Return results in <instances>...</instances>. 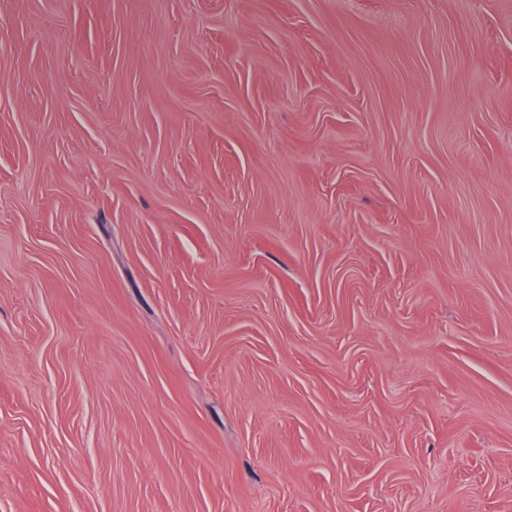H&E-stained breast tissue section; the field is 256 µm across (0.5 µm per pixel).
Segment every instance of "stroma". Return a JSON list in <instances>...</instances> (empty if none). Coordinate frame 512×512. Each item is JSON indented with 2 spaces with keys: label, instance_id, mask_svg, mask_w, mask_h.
Masks as SVG:
<instances>
[{
  "label": "stroma",
  "instance_id": "obj_1",
  "mask_svg": "<svg viewBox=\"0 0 512 512\" xmlns=\"http://www.w3.org/2000/svg\"><path fill=\"white\" fill-rule=\"evenodd\" d=\"M0 512H512V0H0Z\"/></svg>",
  "mask_w": 512,
  "mask_h": 512
}]
</instances>
